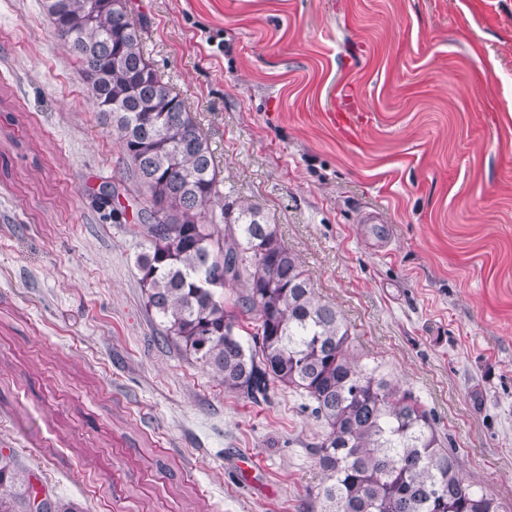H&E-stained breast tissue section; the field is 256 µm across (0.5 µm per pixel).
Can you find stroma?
I'll list each match as a JSON object with an SVG mask.
<instances>
[{
    "label": "stroma",
    "instance_id": "stroma-1",
    "mask_svg": "<svg viewBox=\"0 0 512 512\" xmlns=\"http://www.w3.org/2000/svg\"><path fill=\"white\" fill-rule=\"evenodd\" d=\"M127 3L224 202L277 225L352 353L512 505V0ZM138 208L40 0H0V453L79 512H311L324 425L164 340Z\"/></svg>",
    "mask_w": 512,
    "mask_h": 512
}]
</instances>
